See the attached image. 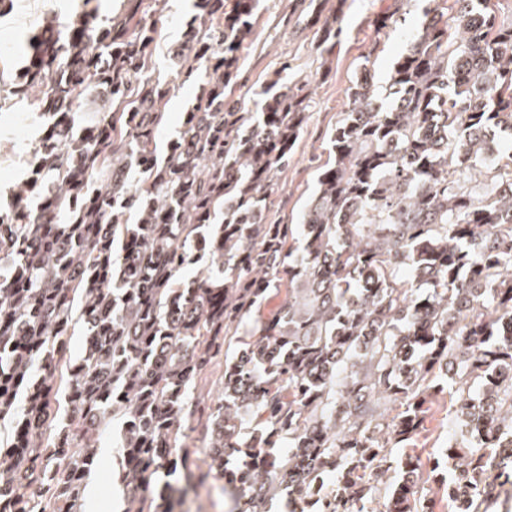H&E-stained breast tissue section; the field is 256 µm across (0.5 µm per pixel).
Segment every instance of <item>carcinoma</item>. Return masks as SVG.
<instances>
[{"label": "carcinoma", "instance_id": "1", "mask_svg": "<svg viewBox=\"0 0 512 512\" xmlns=\"http://www.w3.org/2000/svg\"><path fill=\"white\" fill-rule=\"evenodd\" d=\"M127 2L119 19L43 27L13 83L46 126L0 210L15 272L0 274V512H81L114 422L125 512H176L201 483L199 426L231 512L284 492L289 512H434L426 483L448 512H492L512 495V152L488 163L490 135L512 131V23L491 0H429L385 92L367 67L348 87L300 223L269 224L309 83L279 77L255 111L239 105L259 0H194L172 66L190 78L203 61L207 77L162 157L172 87L147 75L157 22ZM341 16L320 25V54ZM101 88L108 108L84 119L80 94ZM221 355L208 404L194 384ZM443 389L464 439L448 472L424 473L392 448Z\"/></svg>", "mask_w": 512, "mask_h": 512}]
</instances>
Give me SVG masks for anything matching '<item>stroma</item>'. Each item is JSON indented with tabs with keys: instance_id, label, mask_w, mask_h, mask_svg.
Returning a JSON list of instances; mask_svg holds the SVG:
<instances>
[{
	"instance_id": "stroma-1",
	"label": "stroma",
	"mask_w": 512,
	"mask_h": 512,
	"mask_svg": "<svg viewBox=\"0 0 512 512\" xmlns=\"http://www.w3.org/2000/svg\"><path fill=\"white\" fill-rule=\"evenodd\" d=\"M155 6L160 38L149 73L174 84L166 107L164 123L155 136L158 150H165L181 128L183 116L193 105L206 78L204 66H197L193 78H177L171 68L169 47L183 37L184 21L193 13V0H145ZM125 0H11L0 12V69L6 76L23 70L29 53L28 40L43 25L67 27L86 12L98 17H119ZM342 13L345 36L329 57L316 49L317 27L307 10L294 9L290 0H263L255 33L241 50L245 82L238 95L244 108H252L253 93L274 79L283 64L289 75L310 81L309 119L298 139L287 170L267 199V215L274 224L298 223L308 196L316 187L319 166L328 159V135L340 112L348 108L346 89L362 66H369L379 86H386L392 66L406 50V34L419 26L421 5L395 6L394 0H346ZM394 13L399 22L393 28L376 24L379 16ZM377 56H370L372 47ZM328 77H320L321 68ZM45 120L33 112L28 100L13 96L9 86L0 84V204L8 205L18 187L30 174V162ZM454 408L447 393L436 394L426 429L407 446L408 454L419 458L423 470L443 461L442 451L459 429L453 421ZM118 431L101 436L98 443L102 468L92 472L84 492L82 512H123L120 483L110 468L117 451Z\"/></svg>"
}]
</instances>
